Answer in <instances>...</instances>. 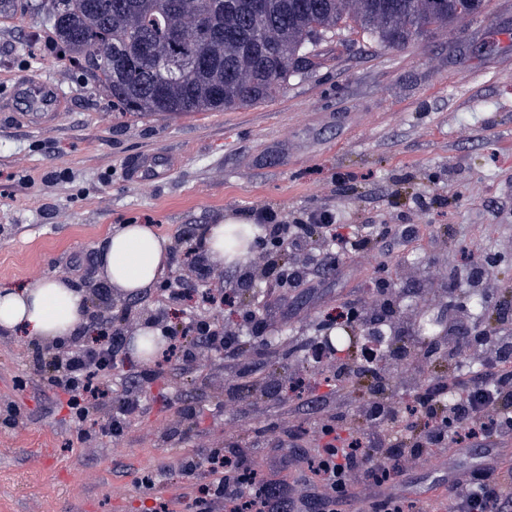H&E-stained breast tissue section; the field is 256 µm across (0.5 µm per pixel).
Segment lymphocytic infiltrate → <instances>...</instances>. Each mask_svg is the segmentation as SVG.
Wrapping results in <instances>:
<instances>
[{
    "instance_id": "obj_1",
    "label": "lymphocytic infiltrate",
    "mask_w": 512,
    "mask_h": 512,
    "mask_svg": "<svg viewBox=\"0 0 512 512\" xmlns=\"http://www.w3.org/2000/svg\"><path fill=\"white\" fill-rule=\"evenodd\" d=\"M253 217L266 230L260 239L266 274L283 288L305 283L306 270L294 267L291 258L305 251L314 237L328 235L339 245L337 253L319 260L328 268L338 266L340 255L363 251L371 243L363 235L341 234L335 213L328 210L310 212L295 224L283 223L277 212L266 207L255 209ZM201 300L210 306V314L183 326L167 325L168 360L190 365L206 348L247 365L238 336L226 333L214 316L217 310L234 307V295L208 291ZM122 338L123 327L116 321L95 338L73 337L44 362L45 386L67 395L84 436L119 438L130 416L142 407L137 392L117 400L112 397L115 347ZM447 342L453 354L481 353L482 368L468 378L454 377L456 399L450 404L442 399L439 384L428 383L407 435L398 438L392 433L400 420V401L396 393L385 390L358 405L355 427L343 432L326 421L317 432L319 448H301V432L287 430L296 448L292 462L304 466L311 487L300 499L292 497L287 482L259 474L246 452L206 450L180 463L182 475L199 481L193 512H342L354 501L368 503L372 512H415L414 501L395 491L398 478L409 468L433 466L452 448H484L512 439V370L507 367L512 360V333L466 332L453 322ZM111 403L116 409L106 422L92 419L93 410ZM448 512H512V482L486 466L473 468L465 472L463 481L449 484Z\"/></svg>"
}]
</instances>
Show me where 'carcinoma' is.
<instances>
[{"instance_id":"cac0c4a2","label":"carcinoma","mask_w":512,"mask_h":512,"mask_svg":"<svg viewBox=\"0 0 512 512\" xmlns=\"http://www.w3.org/2000/svg\"><path fill=\"white\" fill-rule=\"evenodd\" d=\"M75 68L118 112H223L276 97L320 46L357 33L401 47L488 0H44Z\"/></svg>"}]
</instances>
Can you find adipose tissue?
Returning <instances> with one entry per match:
<instances>
[{"mask_svg":"<svg viewBox=\"0 0 512 512\" xmlns=\"http://www.w3.org/2000/svg\"><path fill=\"white\" fill-rule=\"evenodd\" d=\"M261 230L254 220L226 216L208 225L201 246L207 260L242 265L252 256L251 240ZM171 242L148 224L117 225L102 257L100 274L127 296L153 286L170 263ZM86 298L68 280L44 276L24 288L0 285V330L23 333L47 344L76 336L85 326Z\"/></svg>","mask_w":512,"mask_h":512,"instance_id":"obj_1","label":"adipose tissue"}]
</instances>
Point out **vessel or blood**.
Segmentation results:
<instances>
[{"mask_svg": "<svg viewBox=\"0 0 512 512\" xmlns=\"http://www.w3.org/2000/svg\"><path fill=\"white\" fill-rule=\"evenodd\" d=\"M66 101L57 87L27 77L15 80L6 95L0 96V110L13 113L22 125L46 129L56 125Z\"/></svg>", "mask_w": 512, "mask_h": 512, "instance_id": "1", "label": "vessel or blood"}]
</instances>
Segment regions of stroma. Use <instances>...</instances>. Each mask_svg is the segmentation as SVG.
I'll use <instances>...</instances> for the list:
<instances>
[{
  "label": "stroma",
  "instance_id": "obj_1",
  "mask_svg": "<svg viewBox=\"0 0 512 512\" xmlns=\"http://www.w3.org/2000/svg\"><path fill=\"white\" fill-rule=\"evenodd\" d=\"M322 64L290 77L276 98L224 112H116L107 95L61 62L53 29L36 13L0 18V91L28 74L54 84L67 108L55 128L16 125L0 112V285L22 288L50 275L88 294L98 325L99 273L117 224H150L172 242L166 279L205 225L266 206L290 224L310 209L341 224H408L337 270L310 265L309 282L281 293L272 279L243 289L270 332L303 343L339 307L370 308L387 280L414 336L424 316L448 313L431 296L454 281L469 293L468 257L500 255L491 279L512 287V0L401 48L357 41L321 48ZM160 288L116 295L111 318L125 333L160 312ZM35 339L0 332V512H191L194 486L182 459L208 448L253 454L265 476L279 472L284 431L313 430L325 415L353 420L316 368L301 397L269 393L298 360L284 351L250 356L254 375L202 358L194 370L155 358L159 376L123 436L82 441L65 394L48 390ZM155 478L144 488L143 476ZM440 472L418 469L398 492L434 512Z\"/></svg>",
  "mask_w": 512,
  "mask_h": 512
}]
</instances>
